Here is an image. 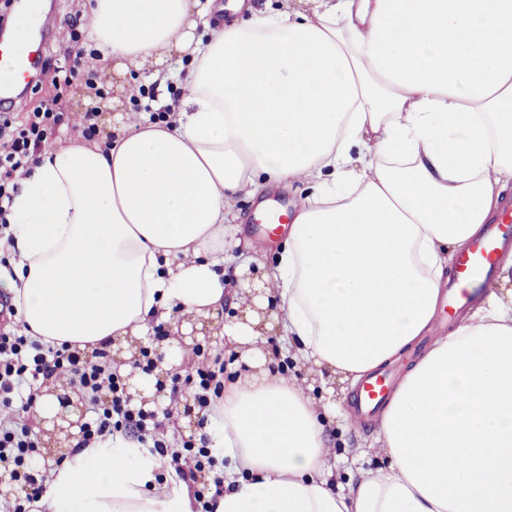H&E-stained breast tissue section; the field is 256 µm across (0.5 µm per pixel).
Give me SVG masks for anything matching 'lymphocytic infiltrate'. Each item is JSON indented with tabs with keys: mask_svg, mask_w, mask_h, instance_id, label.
I'll use <instances>...</instances> for the list:
<instances>
[{
	"mask_svg": "<svg viewBox=\"0 0 512 512\" xmlns=\"http://www.w3.org/2000/svg\"><path fill=\"white\" fill-rule=\"evenodd\" d=\"M82 34L71 26L66 57L68 68L48 67L51 93L28 112L0 114V231L8 227V212L17 185L14 174L37 163V154L60 121L58 105L75 85H83L101 93L106 77L101 66L84 61ZM68 374L77 388L90 395L91 421L80 440L88 447L95 439L115 432L132 430L140 439L151 440L156 453H163L165 440L153 437L149 427L153 417L146 411L131 408L123 395L119 376L111 363L90 360L84 351L65 346L43 349L30 337L13 328L0 329V392L32 391L36 379L48 380ZM39 445V437L29 424L28 416L15 414L0 419V468L14 473L27 487V502H35L42 494L46 477L28 469L26 460Z\"/></svg>",
	"mask_w": 512,
	"mask_h": 512,
	"instance_id": "obj_1",
	"label": "lymphocytic infiltrate"
}]
</instances>
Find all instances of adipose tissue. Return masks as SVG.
I'll list each match as a JSON object with an SVG mask.
<instances>
[{"mask_svg": "<svg viewBox=\"0 0 512 512\" xmlns=\"http://www.w3.org/2000/svg\"><path fill=\"white\" fill-rule=\"evenodd\" d=\"M86 0L113 72L191 74L167 119L127 117L110 149L45 150L13 197L20 260L1 286L25 335L92 351L229 294V203L309 193L265 275L287 353L357 387L431 335L456 253L512 203V0ZM243 13L228 24L225 10ZM251 368L211 405L229 457L213 512H512V292L490 293L411 362L383 407L384 466L343 484L304 387ZM33 512H192L187 484L113 434L52 468ZM307 185L294 182L292 186L282 185L273 188L268 196L271 198V210H284L289 214L294 210L302 195L306 193Z\"/></svg>", "mask_w": 512, "mask_h": 512, "instance_id": "obj_1", "label": "adipose tissue"}]
</instances>
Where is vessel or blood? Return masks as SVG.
Masks as SVG:
<instances>
[{
    "label": "vessel or blood",
    "mask_w": 512,
    "mask_h": 512,
    "mask_svg": "<svg viewBox=\"0 0 512 512\" xmlns=\"http://www.w3.org/2000/svg\"><path fill=\"white\" fill-rule=\"evenodd\" d=\"M54 36V28L44 19L38 26L23 27L16 38L0 40V68L13 76L12 81L0 83L1 105L12 102L17 84L25 82L33 71L42 69L44 44ZM511 243L512 211H506L491 222L485 235L459 255L448 288L447 302L451 307H463L470 302L475 290L485 282ZM393 382V373L385 371L364 383L353 403V411L359 420H366L385 400Z\"/></svg>",
    "instance_id": "b4317fda"
}]
</instances>
